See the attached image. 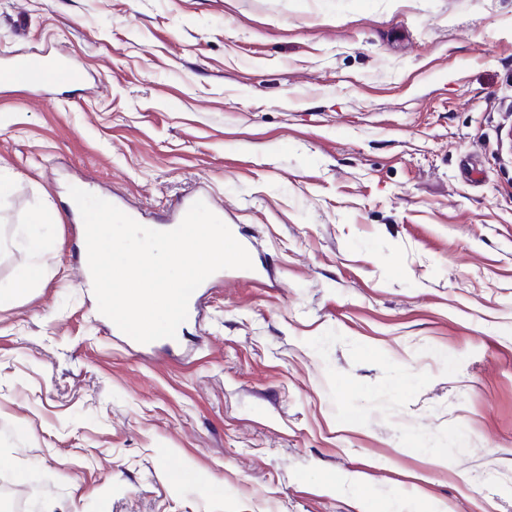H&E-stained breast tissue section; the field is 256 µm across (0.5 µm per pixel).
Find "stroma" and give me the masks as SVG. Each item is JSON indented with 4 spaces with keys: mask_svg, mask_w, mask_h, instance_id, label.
<instances>
[{
    "mask_svg": "<svg viewBox=\"0 0 512 512\" xmlns=\"http://www.w3.org/2000/svg\"><path fill=\"white\" fill-rule=\"evenodd\" d=\"M31 53L85 81L0 85L10 512H512V0H0ZM76 184L253 267L115 332Z\"/></svg>",
    "mask_w": 512,
    "mask_h": 512,
    "instance_id": "obj_1",
    "label": "stroma"
}]
</instances>
